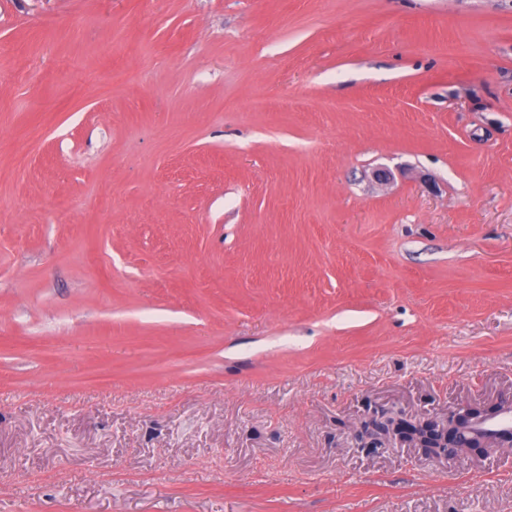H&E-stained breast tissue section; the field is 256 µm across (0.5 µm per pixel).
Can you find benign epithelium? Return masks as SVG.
<instances>
[{
  "mask_svg": "<svg viewBox=\"0 0 512 512\" xmlns=\"http://www.w3.org/2000/svg\"><path fill=\"white\" fill-rule=\"evenodd\" d=\"M512 410V405L468 403L448 411L443 419L427 418L408 420L401 417L383 415L372 418L366 424L369 433L375 438L392 437L422 456L444 464L449 463L455 454L464 451L475 460L502 446H512V430L496 436V445L489 444L486 438H465L471 425L483 418L492 417Z\"/></svg>",
  "mask_w": 512,
  "mask_h": 512,
  "instance_id": "benign-epithelium-1",
  "label": "benign epithelium"
}]
</instances>
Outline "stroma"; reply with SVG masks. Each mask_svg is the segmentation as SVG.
Returning <instances> with one entry per match:
<instances>
[{
	"mask_svg": "<svg viewBox=\"0 0 512 512\" xmlns=\"http://www.w3.org/2000/svg\"><path fill=\"white\" fill-rule=\"evenodd\" d=\"M512 0H0V512H512ZM512 410L502 404L468 403L448 411L444 419L427 418L408 420L401 417L382 415L372 418L365 427L373 438L394 437L401 444L413 448L422 456L448 464L458 451H465L475 460H481L488 453L502 446H512V430L497 435L496 445L491 446L486 438H465L471 425L483 418L492 417Z\"/></svg>",
	"mask_w": 512,
	"mask_h": 512,
	"instance_id": "1",
	"label": "stroma"
}]
</instances>
